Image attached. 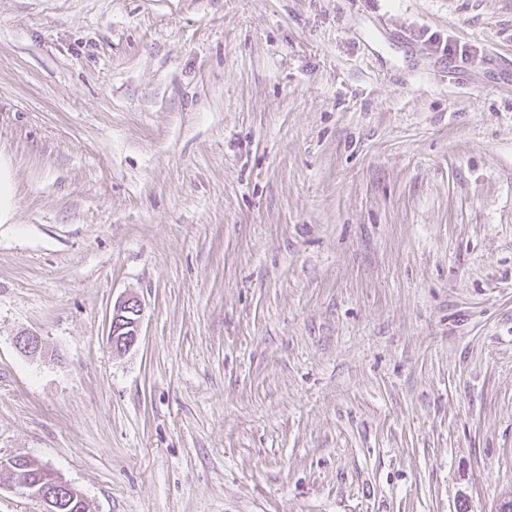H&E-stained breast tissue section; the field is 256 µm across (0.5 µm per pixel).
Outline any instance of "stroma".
I'll return each instance as SVG.
<instances>
[{
  "instance_id": "1",
  "label": "stroma",
  "mask_w": 512,
  "mask_h": 512,
  "mask_svg": "<svg viewBox=\"0 0 512 512\" xmlns=\"http://www.w3.org/2000/svg\"><path fill=\"white\" fill-rule=\"evenodd\" d=\"M0 170V457L89 512L512 500V0H0ZM141 305L135 297L119 300L113 309L110 326V341L113 350L126 352L139 339Z\"/></svg>"
}]
</instances>
